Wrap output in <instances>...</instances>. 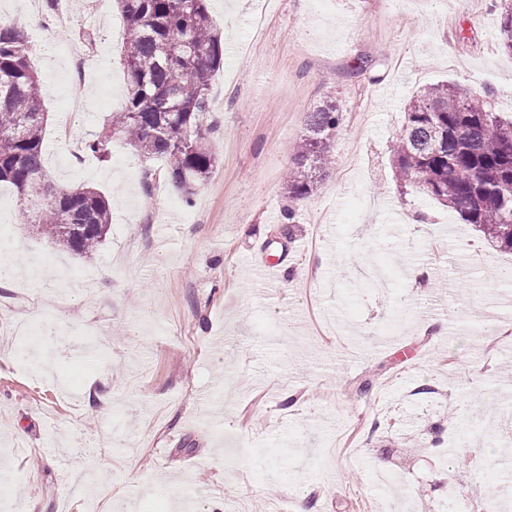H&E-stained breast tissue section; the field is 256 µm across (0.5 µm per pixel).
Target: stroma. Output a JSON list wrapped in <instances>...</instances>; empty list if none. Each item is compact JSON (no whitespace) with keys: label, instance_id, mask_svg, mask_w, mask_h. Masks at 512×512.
Instances as JSON below:
<instances>
[{"label":"stroma","instance_id":"obj_1","mask_svg":"<svg viewBox=\"0 0 512 512\" xmlns=\"http://www.w3.org/2000/svg\"><path fill=\"white\" fill-rule=\"evenodd\" d=\"M511 4L209 0L218 162L189 204L124 140L107 161L83 150L124 105L123 36L97 21L118 10L74 0L54 26L40 4L26 33L49 176L100 191L112 223L74 255L0 185L18 267L0 278V512H234L239 496L249 512H385L400 495L447 512L452 489L481 503L512 461V254L402 192L389 146L422 86L512 98ZM330 99L335 162L289 201L293 148ZM259 239L286 267L262 295Z\"/></svg>","mask_w":512,"mask_h":512}]
</instances>
